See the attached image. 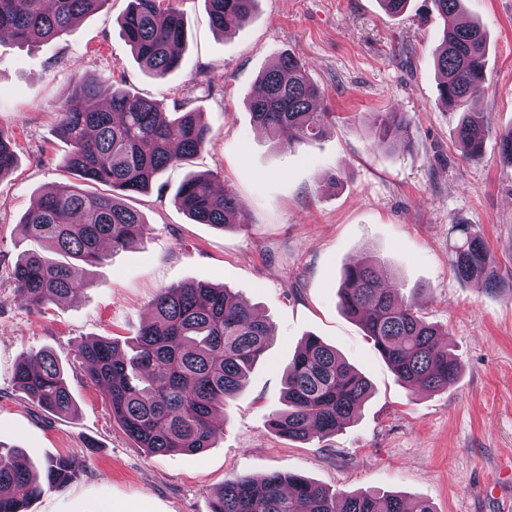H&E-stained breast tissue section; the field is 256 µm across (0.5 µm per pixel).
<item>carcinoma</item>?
<instances>
[{
  "mask_svg": "<svg viewBox=\"0 0 512 512\" xmlns=\"http://www.w3.org/2000/svg\"><path fill=\"white\" fill-rule=\"evenodd\" d=\"M106 0H0V31L21 43L49 40ZM213 27L222 32L245 24L256 0H205ZM443 19V38L436 66L439 100L460 113L455 138L468 161L482 158L486 114L469 101L487 79L486 35L478 22H460L463 0H432ZM133 57L163 78L179 64L176 49L186 31L181 13L162 0H129L120 21ZM99 85L89 79L75 84L59 110L56 134L71 146L63 166L78 180L102 184L101 194L64 185L35 197L23 217L34 247L25 251L11 272L17 298L38 311L53 299L67 298L87 287L70 264L54 262L50 247L87 265L105 258L103 246L123 249L147 230L142 215L124 198L145 193L167 167L191 162L210 135L199 112H167L152 99L122 86L112 87L107 107L97 105ZM325 96L305 64L284 52L258 76L247 105L253 121L269 135L286 129L288 147L324 136L333 118L316 101ZM378 144L389 145L407 134L408 123L397 112L376 118ZM12 135L0 129V177L14 168ZM175 204L197 224L221 229L243 215L229 191L218 192L212 178L195 174L185 180ZM451 264L458 278L482 280L496 288V258L483 235L466 224L454 225ZM339 307L362 323L365 336L391 366L399 382L430 391L458 381L460 365L444 332L420 314L414 297L388 281L377 261L365 256L344 269ZM270 323L223 286L187 283L165 288L151 304L131 352L109 339L85 342L75 350L90 379L108 396L112 415L139 446L151 454H200L212 447L218 428L213 420L244 388L249 373L267 349ZM14 384L43 410L65 415L75 410L60 358L38 351L23 359ZM372 393L369 380L316 336L295 352L285 378L287 409L269 420L270 427L291 441L323 439L351 423ZM76 474L65 459L51 460L44 476L33 472L22 454L0 451V512H26L27 499L67 483ZM210 512H434L424 500L413 503L397 494L370 492L338 496L300 475L272 474L261 481L246 476L224 480Z\"/></svg>",
  "mask_w": 512,
  "mask_h": 512,
  "instance_id": "obj_1",
  "label": "carcinoma"
}]
</instances>
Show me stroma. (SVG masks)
<instances>
[{
    "label": "stroma",
    "instance_id": "1",
    "mask_svg": "<svg viewBox=\"0 0 512 512\" xmlns=\"http://www.w3.org/2000/svg\"><path fill=\"white\" fill-rule=\"evenodd\" d=\"M186 22L180 65L165 78L132 57L118 21L127 0H106L59 37L22 44L0 36V128L17 140L0 178V445L36 468L53 457L77 467L28 512H210L226 478L297 474L336 494L396 493L435 512H512V165L500 139L512 129V0H466L484 25L488 80L472 103L487 115L484 153L468 162L454 140L457 113L439 100L434 64L443 23L430 0L387 14L380 0H257L250 20L220 33L204 0H173ZM290 52L324 89L336 121L293 149L258 129L247 98L259 73ZM122 85L166 111L201 113L211 134L191 167L163 171L125 203L144 239L80 266L88 288L29 311L11 270L30 246L21 226L34 197L74 183L58 110L81 79ZM401 112L407 143H374L375 114ZM210 174L242 201L245 221L220 229L174 202L188 172ZM337 182L322 186V178ZM479 231L498 261L493 290L456 277L453 225ZM379 259L415 293L425 320L449 335L461 376L450 389L401 384L361 325L338 306L342 272ZM185 282L232 288L273 327L263 358L224 408L222 430L198 455H153L113 419L105 393L75 359L85 341L136 339L151 303ZM309 335L333 346L373 386L355 422L322 441L297 442L268 421L283 409L285 372ZM56 353L76 404L55 416L15 389L25 355Z\"/></svg>",
    "mask_w": 512,
    "mask_h": 512
}]
</instances>
